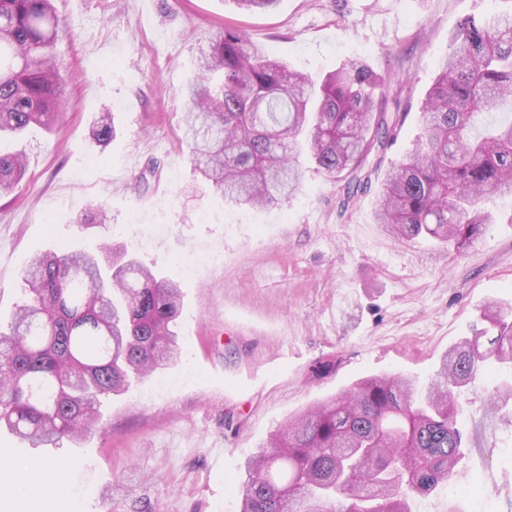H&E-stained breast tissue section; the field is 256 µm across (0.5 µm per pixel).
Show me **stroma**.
<instances>
[{
  "instance_id": "35a3bbf8",
  "label": "stroma",
  "mask_w": 512,
  "mask_h": 512,
  "mask_svg": "<svg viewBox=\"0 0 512 512\" xmlns=\"http://www.w3.org/2000/svg\"><path fill=\"white\" fill-rule=\"evenodd\" d=\"M68 36L63 122L10 141L27 171L0 197V317L25 298L21 272L39 249L117 242L178 281L183 350L176 379L153 396L147 377L103 410L87 442L32 448L0 431V512H238L233 488L244 459L288 417L362 377L400 374L425 385L450 346L480 328L481 309L512 313V199L494 204L465 254L399 240L375 220L376 189L420 132V104L458 22L512 9V0H281L246 13L234 0H55ZM234 26L291 68L322 76L365 59L408 79L407 99L387 102L406 121L371 161L373 188L340 211V187L303 162V187L285 208H228L204 185L183 132L185 85L198 46ZM110 113L115 137L89 136ZM154 168L148 190L137 177ZM104 224L82 223L98 204ZM210 255L191 277L181 265ZM335 372L315 375L320 362ZM507 372L462 388L466 448L430 512H512V402L488 412ZM220 445L221 459L210 449ZM53 467L59 490L37 504L13 490L16 466Z\"/></svg>"
}]
</instances>
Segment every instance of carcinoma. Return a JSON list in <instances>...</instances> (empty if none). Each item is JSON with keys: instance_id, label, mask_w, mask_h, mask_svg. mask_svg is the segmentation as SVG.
I'll return each instance as SVG.
<instances>
[{"instance_id": "obj_1", "label": "carcinoma", "mask_w": 512, "mask_h": 512, "mask_svg": "<svg viewBox=\"0 0 512 512\" xmlns=\"http://www.w3.org/2000/svg\"><path fill=\"white\" fill-rule=\"evenodd\" d=\"M236 2L265 12L279 0ZM63 35L53 0H0V134L61 120ZM451 42L375 216L403 241L428 238L462 255L496 223L489 201L512 196V119L475 131L479 116L512 102V11L460 20ZM384 83L359 58L317 78L293 71L226 26L200 48L185 89L191 160L225 202L256 209L299 191L306 157L326 180L345 181V211L371 187L368 157L407 116L380 110ZM114 135L110 116L94 122L97 143ZM25 173L23 155L0 151V195ZM24 280L25 300L0 327V428L22 442L81 444L99 429L104 400L180 358L179 286L125 249L37 252ZM481 321L422 391L402 375L370 376L289 418L246 459L239 512H420L463 456L456 392L490 367L512 368V320L489 305ZM510 400L505 380L490 408Z\"/></svg>"}]
</instances>
